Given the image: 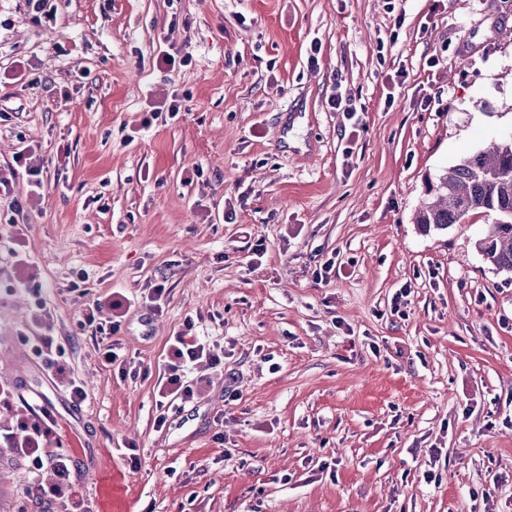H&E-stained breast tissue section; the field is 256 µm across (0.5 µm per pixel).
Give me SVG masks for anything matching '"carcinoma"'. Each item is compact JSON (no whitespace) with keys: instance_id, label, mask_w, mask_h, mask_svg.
Listing matches in <instances>:
<instances>
[{"instance_id":"carcinoma-1","label":"carcinoma","mask_w":512,"mask_h":512,"mask_svg":"<svg viewBox=\"0 0 512 512\" xmlns=\"http://www.w3.org/2000/svg\"><path fill=\"white\" fill-rule=\"evenodd\" d=\"M415 223L445 231L478 213L496 216L478 251L498 272L512 274V138L492 141L428 183Z\"/></svg>"}]
</instances>
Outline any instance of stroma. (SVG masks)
I'll use <instances>...</instances> for the list:
<instances>
[{
	"label": "stroma",
	"mask_w": 512,
	"mask_h": 512,
	"mask_svg": "<svg viewBox=\"0 0 512 512\" xmlns=\"http://www.w3.org/2000/svg\"><path fill=\"white\" fill-rule=\"evenodd\" d=\"M47 7L38 23L0 0V380L56 415L79 494L98 512H483L488 492L512 512V276L476 249L490 216L414 222L427 179L512 133V40L489 38L512 31V0ZM170 48L189 64H162ZM149 281L162 312L117 338L153 373L124 377L82 309ZM41 298L88 406L17 341ZM198 313L224 368L192 370L201 395L161 430L156 374ZM25 477L0 452V512H38Z\"/></svg>",
	"instance_id": "35a3bbf8"
}]
</instances>
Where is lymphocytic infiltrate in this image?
I'll use <instances>...</instances> for the list:
<instances>
[{"label": "lymphocytic infiltrate", "instance_id": "f902f5d3", "mask_svg": "<svg viewBox=\"0 0 512 512\" xmlns=\"http://www.w3.org/2000/svg\"><path fill=\"white\" fill-rule=\"evenodd\" d=\"M118 311V318L110 323L98 322L102 307ZM132 307L130 298L120 293L88 303L82 325L90 330L95 351L106 367H117L121 375L147 373L143 361L126 356L115 336L120 330L121 316ZM195 321L186 318L183 326L167 342L163 375L158 383L159 413L155 418L157 428L168 424L165 410L167 402L188 404L200 393V388L188 377L191 367L206 362L211 367L224 363L223 337L195 335ZM20 343L30 346L42 371L75 405L89 402L90 395L81 379L71 371L66 351L56 337L50 335H19ZM26 404L29 413L13 418L9 425L0 427V449L22 460L27 466L28 484L37 492L43 512H95L89 500H76V461L72 450L62 443L61 426L57 418L41 405L29 402L19 385L0 382V407L8 409L16 403Z\"/></svg>", "mask_w": 512, "mask_h": 512}]
</instances>
